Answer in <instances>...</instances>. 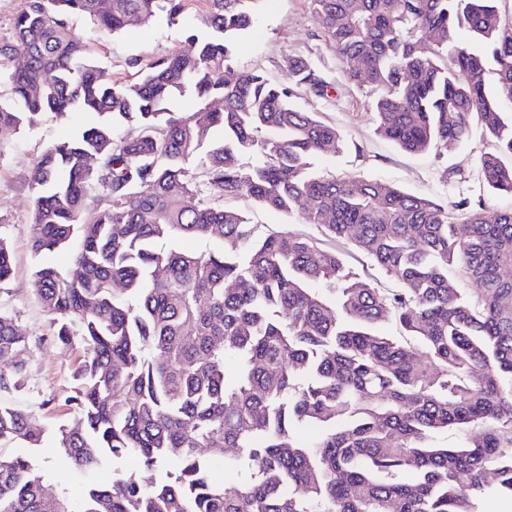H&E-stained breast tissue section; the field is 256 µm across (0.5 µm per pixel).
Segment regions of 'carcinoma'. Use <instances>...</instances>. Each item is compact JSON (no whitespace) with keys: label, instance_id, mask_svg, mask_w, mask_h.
Here are the masks:
<instances>
[{"label":"carcinoma","instance_id":"1","mask_svg":"<svg viewBox=\"0 0 512 512\" xmlns=\"http://www.w3.org/2000/svg\"><path fill=\"white\" fill-rule=\"evenodd\" d=\"M511 1L310 4L345 80L373 96L378 134L439 152L477 126L494 146L481 180L512 196ZM255 2L23 0L0 40V132L47 112L99 117L34 166V256L79 241L78 276L41 262L34 272L54 340L83 351L62 397L75 416L54 439L77 469L140 464L88 488L76 510L46 492L31 460L1 456L0 512H483L490 495L512 498V209L491 216L483 199L448 206L313 171L310 158L343 138L296 99L331 84L300 56L287 59L286 83L238 69L235 39ZM192 4L205 31L129 61L132 81L91 63L70 27L82 17L108 38ZM462 28L477 45L459 40ZM184 96L195 111L171 109ZM125 124L138 135L117 137ZM238 199L301 211L398 288L380 291L312 238L259 233L230 206ZM184 238L212 246L184 251ZM12 264L0 236V286ZM388 318L400 335L376 330ZM27 349L0 305V393L23 387ZM308 426L320 434L302 443ZM448 430L455 447L437 442ZM45 434L0 400V446L39 448Z\"/></svg>","mask_w":512,"mask_h":512}]
</instances>
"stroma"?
Here are the masks:
<instances>
[{
    "instance_id": "1",
    "label": "stroma",
    "mask_w": 512,
    "mask_h": 512,
    "mask_svg": "<svg viewBox=\"0 0 512 512\" xmlns=\"http://www.w3.org/2000/svg\"><path fill=\"white\" fill-rule=\"evenodd\" d=\"M199 24L196 10L190 9L175 22L162 15L147 27L129 25L107 42L101 41L95 26L82 18L75 19L73 31L86 45L90 60L110 75L122 78L130 72V59L161 57L183 48L189 28ZM318 31L309 0H261L253 28L235 45L236 65L260 70L271 81H287L286 60L300 55L322 67L334 83L328 97L305 93L296 101L302 111L316 113L320 120L336 127L345 142L340 153L313 156L314 170L360 180H384L448 204L466 196H481L491 210L512 207L511 196L489 195L479 179V158L491 148L490 140L480 133H473L468 141L441 154L432 150L410 154L379 135L368 91L346 83L341 63L318 38ZM90 121L89 115L81 113L67 122L46 115L33 127L0 134V233L8 238L13 251V274L5 285L4 298L17 330L29 338L25 386L11 399L37 414L51 431L71 419L60 398L73 383L80 354L63 352L49 336L50 317L34 292L33 273L39 260L30 246L32 171L37 155L49 143ZM237 206L261 232L291 231L318 239L324 247L341 252L347 269L367 278L374 287L383 291L396 288V281L386 270L358 252L351 241L323 236L320 226L306 223L300 212L269 211L245 199L238 200ZM35 460L47 474L48 491L64 494L74 502L80 500L88 485L111 483L114 470L132 471L137 467L135 460L127 457L108 459L94 470L80 471L65 465L49 439L36 451Z\"/></svg>"
}]
</instances>
